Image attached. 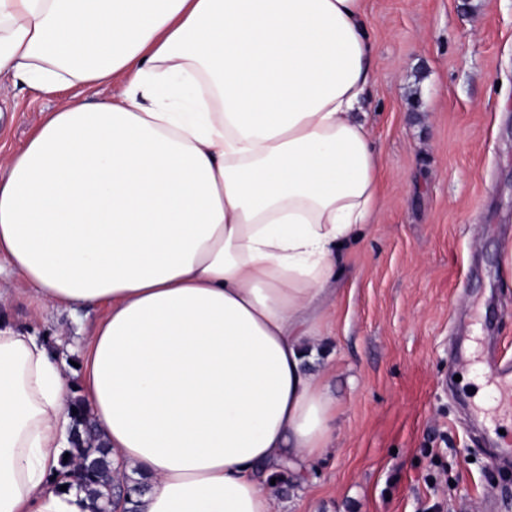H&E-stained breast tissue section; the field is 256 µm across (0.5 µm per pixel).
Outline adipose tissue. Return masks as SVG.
I'll return each mask as SVG.
<instances>
[{
	"label": "adipose tissue",
	"instance_id": "ef3b65f1",
	"mask_svg": "<svg viewBox=\"0 0 512 512\" xmlns=\"http://www.w3.org/2000/svg\"><path fill=\"white\" fill-rule=\"evenodd\" d=\"M364 0H0V93L73 97L0 148V258L47 308L100 306L80 379L0 319V512H91L55 486L77 391L141 512H276L336 431L310 371L381 158Z\"/></svg>",
	"mask_w": 512,
	"mask_h": 512
}]
</instances>
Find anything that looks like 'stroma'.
<instances>
[{"label": "stroma", "instance_id": "1", "mask_svg": "<svg viewBox=\"0 0 512 512\" xmlns=\"http://www.w3.org/2000/svg\"><path fill=\"white\" fill-rule=\"evenodd\" d=\"M376 43L368 121L382 159L379 207L332 280L321 323L336 434L278 512H512V457L456 375L512 369V0H366ZM18 81L0 98V143L20 148L70 95ZM0 313L57 342L67 361L100 308L44 309L5 275Z\"/></svg>", "mask_w": 512, "mask_h": 512}]
</instances>
